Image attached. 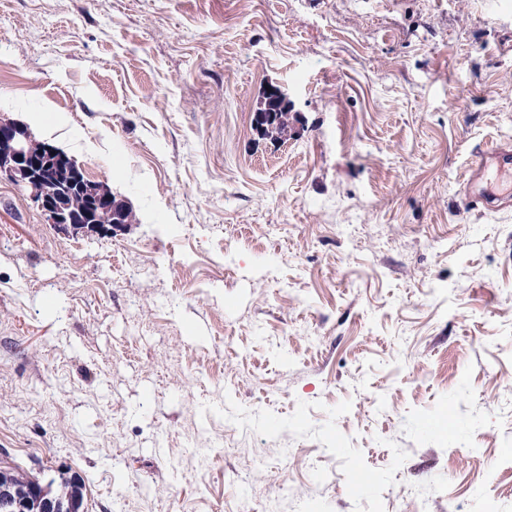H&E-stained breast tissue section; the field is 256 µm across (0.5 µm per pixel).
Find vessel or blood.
<instances>
[{"label": "vessel or blood", "mask_w": 512, "mask_h": 512, "mask_svg": "<svg viewBox=\"0 0 512 512\" xmlns=\"http://www.w3.org/2000/svg\"><path fill=\"white\" fill-rule=\"evenodd\" d=\"M463 185L465 210H486L511 202L512 145L500 143L477 151Z\"/></svg>", "instance_id": "vessel-or-blood-1"}]
</instances>
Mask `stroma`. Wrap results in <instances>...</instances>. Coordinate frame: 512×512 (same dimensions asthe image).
Masks as SVG:
<instances>
[{"label":"stroma","instance_id":"obj_1","mask_svg":"<svg viewBox=\"0 0 512 512\" xmlns=\"http://www.w3.org/2000/svg\"><path fill=\"white\" fill-rule=\"evenodd\" d=\"M24 115L135 219L0 179V467L85 512H512V204L462 208L512 0H0ZM272 110L274 112H278L280 116V120L277 126L274 127L273 130L269 132H264L262 136L270 137L274 140H283L288 138L289 132V123H288V101H280L279 103L273 105ZM274 112H259L258 110L253 113L252 125L253 127L266 129L268 127H272L276 122V115Z\"/></svg>","mask_w":512,"mask_h":512}]
</instances>
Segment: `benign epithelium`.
I'll return each mask as SVG.
<instances>
[{
    "label": "benign epithelium",
    "mask_w": 512,
    "mask_h": 512,
    "mask_svg": "<svg viewBox=\"0 0 512 512\" xmlns=\"http://www.w3.org/2000/svg\"><path fill=\"white\" fill-rule=\"evenodd\" d=\"M71 167L70 181H57L59 166ZM0 172L22 186L46 212L52 223L62 229L96 231L107 226L117 228L126 223V208L113 200L104 186L91 181L85 170L57 147L33 140L28 128L13 122H0ZM81 194L86 207L72 211L69 196ZM74 506L55 498L46 485L34 487L30 495L20 497L0 487V512H73Z\"/></svg>",
    "instance_id": "7a95c632"
}]
</instances>
